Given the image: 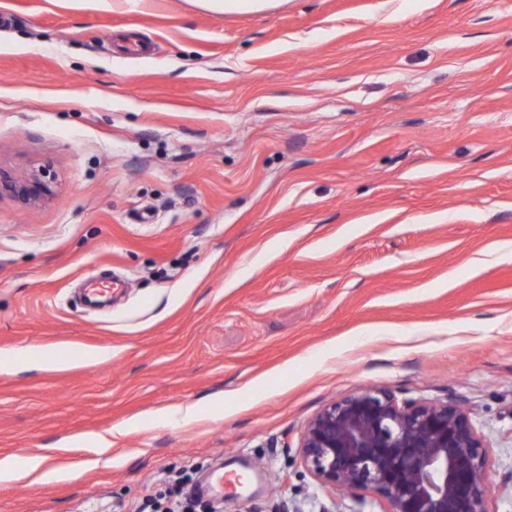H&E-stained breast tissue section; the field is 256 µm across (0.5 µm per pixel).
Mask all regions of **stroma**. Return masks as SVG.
<instances>
[{
	"instance_id": "35a3bbf8",
	"label": "stroma",
	"mask_w": 512,
	"mask_h": 512,
	"mask_svg": "<svg viewBox=\"0 0 512 512\" xmlns=\"http://www.w3.org/2000/svg\"><path fill=\"white\" fill-rule=\"evenodd\" d=\"M42 166L0 195V352L70 364L0 368V456L67 475L0 512H133L192 465L197 512H380L296 452L365 386L460 398L512 512V0H0V170ZM34 181L40 184L42 196L33 195L28 186L25 184L14 183L7 174L0 171V187L1 190L8 191L11 195H15L25 205H32L42 200L43 196L49 190L50 175L45 169H38L33 175ZM199 415L198 409L193 404L178 405L171 409L162 411L157 414L156 418L159 423H165L172 426H185L197 420ZM128 423H119L114 425L111 429L107 430L105 434L97 435L95 438V447L97 448V454L102 457L106 455L109 450L112 448V437H116L119 435H123L128 429ZM96 459L93 463L98 465L100 462L104 464H110L112 462L111 458H101Z\"/></svg>"
}]
</instances>
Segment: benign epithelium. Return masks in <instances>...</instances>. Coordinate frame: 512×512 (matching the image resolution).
Instances as JSON below:
<instances>
[{
	"mask_svg": "<svg viewBox=\"0 0 512 512\" xmlns=\"http://www.w3.org/2000/svg\"><path fill=\"white\" fill-rule=\"evenodd\" d=\"M0 188L26 205L42 197L0 173ZM317 485L368 493L382 512H490L489 450L454 398H400L382 387L325 404L299 441Z\"/></svg>",
	"mask_w": 512,
	"mask_h": 512,
	"instance_id": "7a95c632",
	"label": "benign epithelium"
}]
</instances>
